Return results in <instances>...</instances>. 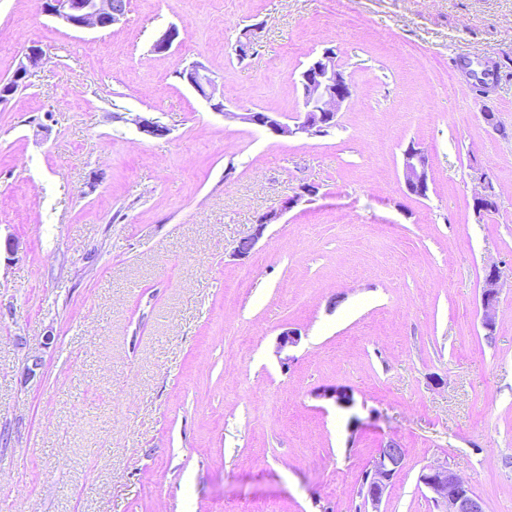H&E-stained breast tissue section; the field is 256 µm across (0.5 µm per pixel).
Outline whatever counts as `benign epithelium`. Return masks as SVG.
<instances>
[{
    "mask_svg": "<svg viewBox=\"0 0 512 512\" xmlns=\"http://www.w3.org/2000/svg\"><path fill=\"white\" fill-rule=\"evenodd\" d=\"M39 11L45 16L62 21L74 30L104 29L120 24L126 17V10L117 0H39ZM179 37L177 28H169L153 43L152 50L157 54L168 52ZM46 59V52L38 43L27 45L12 74L6 80H0V101H5L14 94V89L24 85ZM460 73L475 87L480 97L488 99L495 88L500 64L493 59H486L473 67L469 60L459 66ZM181 80L188 84L208 104L214 112L226 117L238 119L243 123L264 129L276 136L322 137L336 126L339 107L353 95V84L340 68L336 48L330 46L313 56L299 74L302 89L303 111L299 113L293 125L280 120L277 112L248 111L227 112L224 108V96L217 95V84L211 72L201 63H192L181 70ZM133 123L146 135L161 137L168 134V129L153 118L137 116ZM403 178L408 194L425 198L430 186L429 164L427 156L418 145L408 144L403 151ZM318 187L303 183L298 191L286 199L281 207L261 214L255 224L253 233L241 239V244L234 247L232 256L241 260L249 256L256 243L263 236L270 224L276 223L283 212L293 208L301 200L312 197ZM498 272L489 271L484 279L482 289V307L484 310L483 328L491 332L495 327V312L498 302ZM298 330L285 327L277 336L276 353L281 355V364L289 365L293 357L289 351L299 344ZM320 399L333 400L335 403L349 407L353 397L344 387L327 386L314 391ZM407 450L390 440L379 448L361 479V494L365 503L371 505V512H380V505L392 485L395 476L403 469ZM418 481L430 493L440 512H485L483 500L475 494L453 470L447 466H430L423 469Z\"/></svg>",
    "mask_w": 512,
    "mask_h": 512,
    "instance_id": "1",
    "label": "benign epithelium"
}]
</instances>
